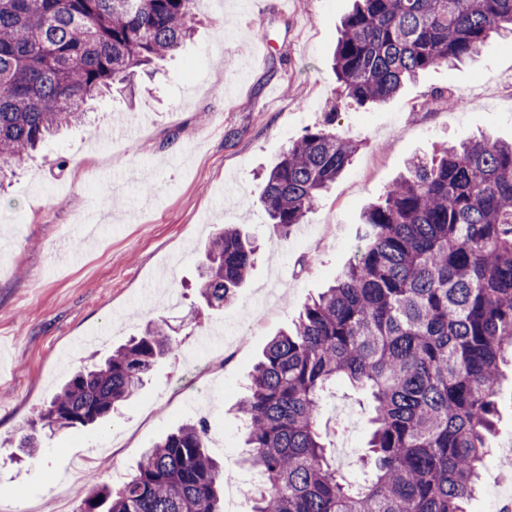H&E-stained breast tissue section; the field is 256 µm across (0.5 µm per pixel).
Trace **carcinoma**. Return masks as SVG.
I'll use <instances>...</instances> for the list:
<instances>
[{
    "instance_id": "carcinoma-1",
    "label": "carcinoma",
    "mask_w": 512,
    "mask_h": 512,
    "mask_svg": "<svg viewBox=\"0 0 512 512\" xmlns=\"http://www.w3.org/2000/svg\"><path fill=\"white\" fill-rule=\"evenodd\" d=\"M195 0H0V183L87 101L191 37ZM512 34V0H355L334 53L342 92L380 105L422 72L478 55ZM359 145L324 128L294 141L258 200L280 235L318 204ZM255 247L236 227L206 246L199 296L232 303ZM174 341L151 323L76 371L22 434L80 429L134 398ZM512 362V143L484 136L416 156L363 215L360 246L335 284L273 337L239 405L248 462L263 486L252 512H467L491 455L502 365ZM343 382L369 403L357 481L340 473L320 430ZM208 423H186L144 449L117 488L96 485L79 512H224V468Z\"/></svg>"
}]
</instances>
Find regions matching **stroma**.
I'll use <instances>...</instances> for the list:
<instances>
[{
  "instance_id": "1",
  "label": "stroma",
  "mask_w": 512,
  "mask_h": 512,
  "mask_svg": "<svg viewBox=\"0 0 512 512\" xmlns=\"http://www.w3.org/2000/svg\"><path fill=\"white\" fill-rule=\"evenodd\" d=\"M353 0H197L195 33L155 63L134 101H91L87 127L49 141L0 189V512H54L68 484L72 508L91 484L117 486L149 443L207 418L208 452L224 466L225 512H249L234 486L257 477L245 462L235 410L246 375L304 302L331 285L357 249L365 207L408 161L440 144L492 134L512 140V37L475 60L425 71L394 98L361 106L338 96L332 53ZM133 131L110 151L114 117ZM360 142L304 223L281 237L258 202V173L306 130ZM258 246L236 300L215 314L197 299V267L217 226ZM177 345L136 400L93 430L43 436L36 458L13 461L28 424L77 368L107 355L148 322ZM209 398L178 387L198 362ZM368 404L345 384L325 403L331 450L351 438L359 474ZM94 468L68 482L72 460Z\"/></svg>"
}]
</instances>
